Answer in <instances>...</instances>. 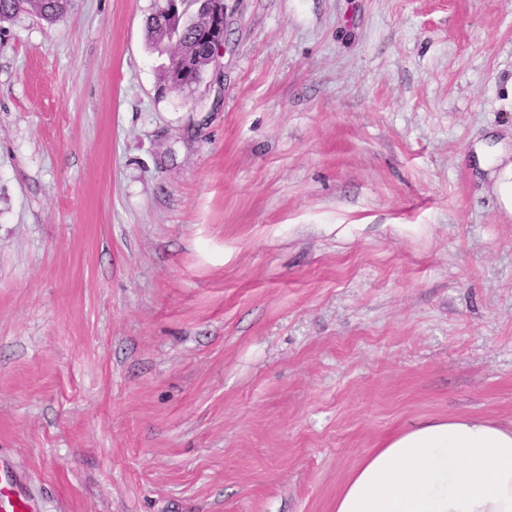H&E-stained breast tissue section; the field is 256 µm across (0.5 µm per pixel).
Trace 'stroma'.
Listing matches in <instances>:
<instances>
[{"instance_id": "1", "label": "stroma", "mask_w": 512, "mask_h": 512, "mask_svg": "<svg viewBox=\"0 0 512 512\" xmlns=\"http://www.w3.org/2000/svg\"><path fill=\"white\" fill-rule=\"evenodd\" d=\"M0 22V472L32 512H332L387 434L512 425V0ZM207 4L208 12L202 14L200 27L207 44L204 51L213 54L212 62H215L214 49L224 42V0H212ZM195 14L196 12L194 11L192 16L186 21H182V17H180L171 28L166 23L161 22L159 16L155 13L148 16L146 26L153 46L159 48L163 41H170L174 36L180 45L187 46L193 51H200L199 42L201 37L196 25L197 18L194 16Z\"/></svg>"}]
</instances>
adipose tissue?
<instances>
[{"instance_id": "adipose-tissue-1", "label": "adipose tissue", "mask_w": 512, "mask_h": 512, "mask_svg": "<svg viewBox=\"0 0 512 512\" xmlns=\"http://www.w3.org/2000/svg\"><path fill=\"white\" fill-rule=\"evenodd\" d=\"M332 512H512V426L432 417L367 452Z\"/></svg>"}]
</instances>
